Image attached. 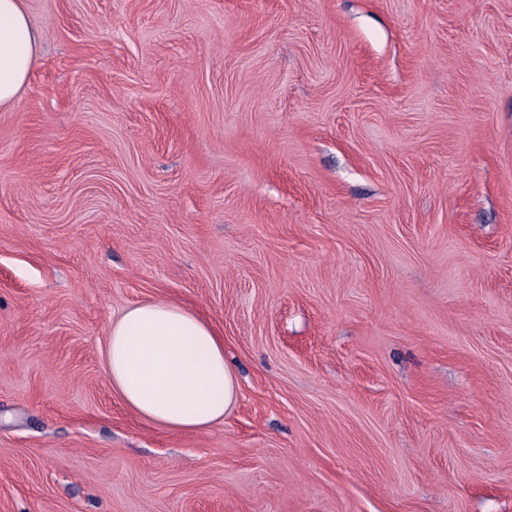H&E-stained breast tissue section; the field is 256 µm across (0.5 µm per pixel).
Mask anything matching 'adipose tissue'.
Listing matches in <instances>:
<instances>
[{"mask_svg":"<svg viewBox=\"0 0 512 512\" xmlns=\"http://www.w3.org/2000/svg\"><path fill=\"white\" fill-rule=\"evenodd\" d=\"M40 48L27 0H0V108L15 103ZM104 369L134 413L171 432L222 423L237 400L238 381L224 355L223 336L199 312L177 302L127 308L112 323Z\"/></svg>","mask_w":512,"mask_h":512,"instance_id":"ef3b65f1","label":"adipose tissue"}]
</instances>
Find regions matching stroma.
<instances>
[{"instance_id": "stroma-1", "label": "stroma", "mask_w": 512, "mask_h": 512, "mask_svg": "<svg viewBox=\"0 0 512 512\" xmlns=\"http://www.w3.org/2000/svg\"><path fill=\"white\" fill-rule=\"evenodd\" d=\"M0 110V512H512V0H27ZM154 299L238 399L113 392ZM41 35L26 0H0V108L12 106L36 65ZM104 369L134 413L171 432L220 424L237 400L224 337L199 312L177 302L127 308L112 322Z\"/></svg>"}]
</instances>
